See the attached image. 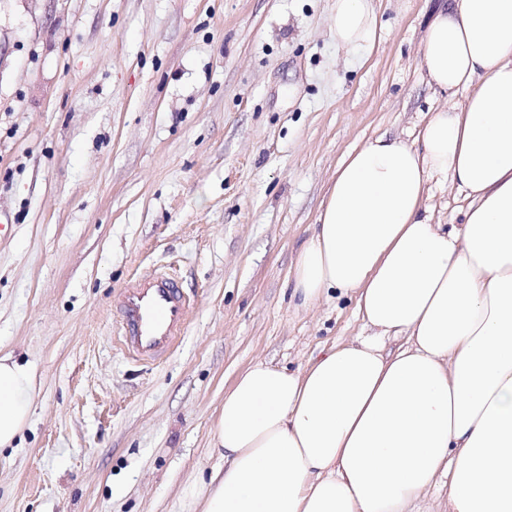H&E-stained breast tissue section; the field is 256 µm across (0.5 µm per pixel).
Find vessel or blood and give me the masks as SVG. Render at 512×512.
Returning a JSON list of instances; mask_svg holds the SVG:
<instances>
[{"mask_svg":"<svg viewBox=\"0 0 512 512\" xmlns=\"http://www.w3.org/2000/svg\"><path fill=\"white\" fill-rule=\"evenodd\" d=\"M191 308L169 272L151 269L135 274L115 305L121 350L136 361L160 360L187 329Z\"/></svg>","mask_w":512,"mask_h":512,"instance_id":"b4317fda","label":"vessel or blood"}]
</instances>
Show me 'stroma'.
<instances>
[{
    "instance_id": "1",
    "label": "stroma",
    "mask_w": 512,
    "mask_h": 512,
    "mask_svg": "<svg viewBox=\"0 0 512 512\" xmlns=\"http://www.w3.org/2000/svg\"><path fill=\"white\" fill-rule=\"evenodd\" d=\"M375 4L349 55L333 0H0V352L35 374L0 512H201L238 375L362 334L353 295L299 305L288 272L350 151L465 96L421 66L448 0ZM153 265L192 310L147 366L112 299Z\"/></svg>"
}]
</instances>
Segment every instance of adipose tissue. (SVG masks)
Listing matches in <instances>:
<instances>
[{"mask_svg":"<svg viewBox=\"0 0 512 512\" xmlns=\"http://www.w3.org/2000/svg\"><path fill=\"white\" fill-rule=\"evenodd\" d=\"M339 46L369 51L373 0H335ZM421 63V147L348 154L291 270L310 305L354 295L369 333L291 371L259 360L224 394L202 512H410L438 477L448 512H512V0H448ZM462 194L443 229L431 178ZM34 373L0 355V449L27 428Z\"/></svg>","mask_w":512,"mask_h":512,"instance_id":"ef3b65f1","label":"adipose tissue"}]
</instances>
